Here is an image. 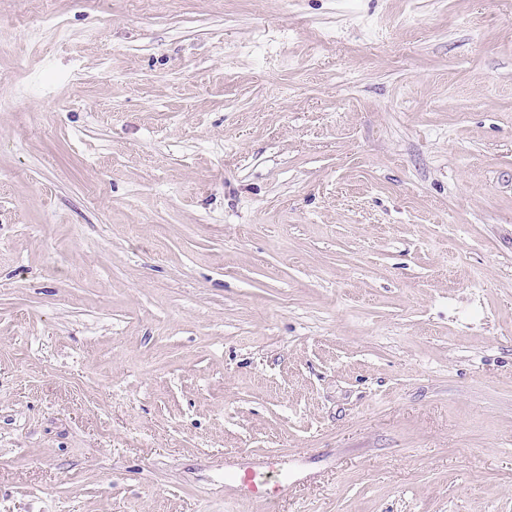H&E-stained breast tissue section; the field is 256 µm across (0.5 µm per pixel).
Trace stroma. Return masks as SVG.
Segmentation results:
<instances>
[{
    "label": "stroma",
    "instance_id": "stroma-1",
    "mask_svg": "<svg viewBox=\"0 0 512 512\" xmlns=\"http://www.w3.org/2000/svg\"><path fill=\"white\" fill-rule=\"evenodd\" d=\"M0 512H512V0H0ZM232 480V490L237 494H251L261 497L271 491L265 473L261 469L236 472L233 474Z\"/></svg>",
    "mask_w": 512,
    "mask_h": 512
}]
</instances>
